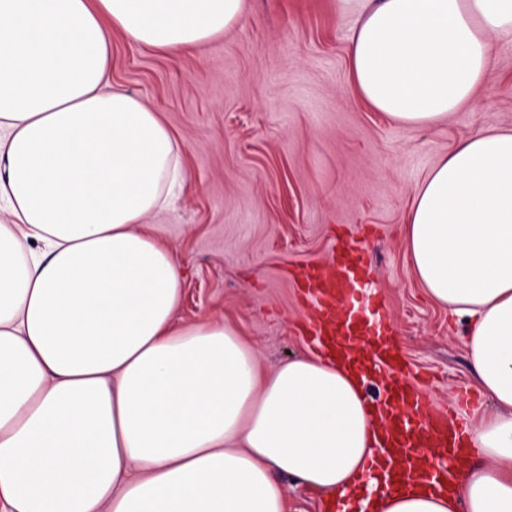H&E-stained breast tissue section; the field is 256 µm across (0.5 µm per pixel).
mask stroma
<instances>
[{
    "mask_svg": "<svg viewBox=\"0 0 512 512\" xmlns=\"http://www.w3.org/2000/svg\"><path fill=\"white\" fill-rule=\"evenodd\" d=\"M348 34L331 0H246L238 24L196 48L162 53L113 32L110 77L180 146L181 194L150 226L180 256L178 322L237 321L268 368L307 355L296 275L329 259L337 239H364L391 338L431 374L444 411L471 385L467 350L414 280L402 226L452 147L478 130L512 131V46H496L471 103L412 129L357 95Z\"/></svg>",
    "mask_w": 512,
    "mask_h": 512,
    "instance_id": "stroma-1",
    "label": "stroma"
}]
</instances>
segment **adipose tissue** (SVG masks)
<instances>
[{"mask_svg": "<svg viewBox=\"0 0 512 512\" xmlns=\"http://www.w3.org/2000/svg\"><path fill=\"white\" fill-rule=\"evenodd\" d=\"M350 75L391 122L471 102L512 0H333ZM244 0H0V512H287L280 476L347 512H512V132L459 142L403 226L413 274L464 327L494 411L438 490L364 488L378 414L319 356L265 368L227 320L182 324L175 251L145 231L182 180L159 112L109 82L113 32L168 51Z\"/></svg>", "mask_w": 512, "mask_h": 512, "instance_id": "obj_1", "label": "adipose tissue"}]
</instances>
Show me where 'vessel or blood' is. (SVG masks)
Returning <instances> with one entry per match:
<instances>
[{
	"label": "vessel or blood",
	"mask_w": 512,
	"mask_h": 512,
	"mask_svg": "<svg viewBox=\"0 0 512 512\" xmlns=\"http://www.w3.org/2000/svg\"><path fill=\"white\" fill-rule=\"evenodd\" d=\"M365 266L364 252L356 247L338 255L332 265L312 269L303 285L306 299L329 316L328 333L334 336L342 360H362L375 373H400V380L384 390L386 458L404 459L403 478L452 481L448 458L463 450V426L437 409L418 385L411 364L400 360L391 346L383 306L365 282Z\"/></svg>",
	"instance_id": "1"
}]
</instances>
